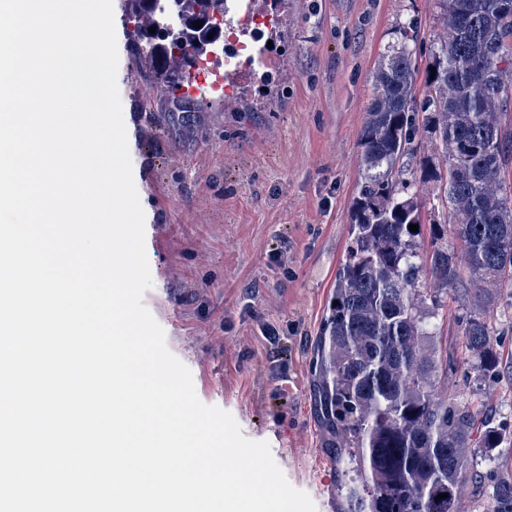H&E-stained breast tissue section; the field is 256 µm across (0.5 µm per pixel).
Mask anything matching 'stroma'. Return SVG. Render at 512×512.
<instances>
[{"label": "stroma", "instance_id": "stroma-1", "mask_svg": "<svg viewBox=\"0 0 512 512\" xmlns=\"http://www.w3.org/2000/svg\"><path fill=\"white\" fill-rule=\"evenodd\" d=\"M117 85L145 213L151 286L143 303L198 398L267 441L316 512H339L336 438L314 395L312 355L349 243L358 137L373 73L415 20L421 52L443 29L435 0H278L263 64L232 95L191 99L147 82L113 0ZM273 326L277 344L262 331ZM484 400L512 426V333Z\"/></svg>", "mask_w": 512, "mask_h": 512}]
</instances>
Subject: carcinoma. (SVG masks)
I'll return each mask as SVG.
<instances>
[{"label":"carcinoma","instance_id":"obj_1","mask_svg":"<svg viewBox=\"0 0 512 512\" xmlns=\"http://www.w3.org/2000/svg\"><path fill=\"white\" fill-rule=\"evenodd\" d=\"M437 2L444 32L425 60L427 94L416 96L412 20L374 71L350 241L313 358L336 431L341 512H460L480 467L483 512H512L506 430L441 385L460 363L442 355L432 322L444 296L465 292L471 303L456 318L465 364L483 379L499 375L505 332L491 309L504 292L512 300V127L502 119L512 104V0ZM127 3L132 48L148 77L170 86L185 74L172 44L189 19L226 12V0H182L183 26L168 30L154 0ZM429 183L444 222L424 251L409 225L421 224ZM422 274L438 287H421ZM441 493L448 497L435 500Z\"/></svg>","mask_w":512,"mask_h":512}]
</instances>
